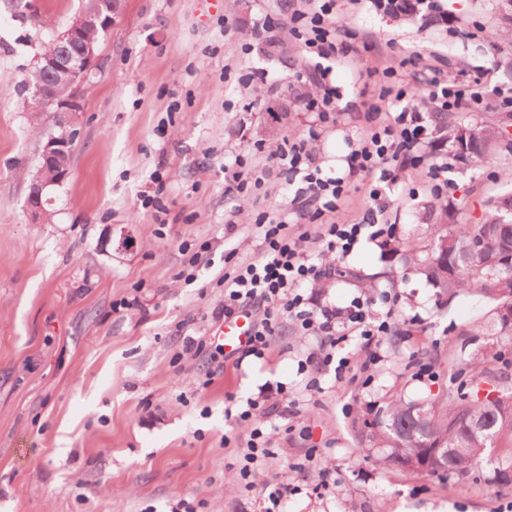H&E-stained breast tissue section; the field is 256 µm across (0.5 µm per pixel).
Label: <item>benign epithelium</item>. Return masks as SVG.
Masks as SVG:
<instances>
[{
  "instance_id": "benign-epithelium-1",
  "label": "benign epithelium",
  "mask_w": 512,
  "mask_h": 512,
  "mask_svg": "<svg viewBox=\"0 0 512 512\" xmlns=\"http://www.w3.org/2000/svg\"><path fill=\"white\" fill-rule=\"evenodd\" d=\"M121 7V0H89L66 30L51 41L50 49L38 57L37 71L48 74L52 80V104L61 128L59 134L43 140L39 165L31 180L28 207L40 222L51 218L45 207L46 194L69 175L72 137L78 131L74 121V113L79 111L76 87L87 79L100 36L112 28L113 17ZM447 458L446 448H420L401 459V468L423 472Z\"/></svg>"
}]
</instances>
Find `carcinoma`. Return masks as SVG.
Masks as SVG:
<instances>
[{"label": "carcinoma", "mask_w": 512, "mask_h": 512, "mask_svg": "<svg viewBox=\"0 0 512 512\" xmlns=\"http://www.w3.org/2000/svg\"><path fill=\"white\" fill-rule=\"evenodd\" d=\"M475 143V157L486 156L498 143L496 126L467 128ZM512 199V192L508 193ZM506 197V198H508ZM501 198L494 210L479 224H461L437 237L430 252L419 250L410 241L401 242L416 272L440 293L453 297L470 289L480 290L495 305L512 300V266L501 265L512 252V224L500 215ZM455 376H449L448 394L441 402L406 403L394 398L379 407L366 409L379 418L378 426L358 431V443L376 449L374 462L383 468H400V457L421 442H444L451 457L446 470H428L440 478L465 476L474 472L492 447L493 439L504 430H512V403L489 397L466 400L454 388Z\"/></svg>", "instance_id": "obj_1"}]
</instances>
